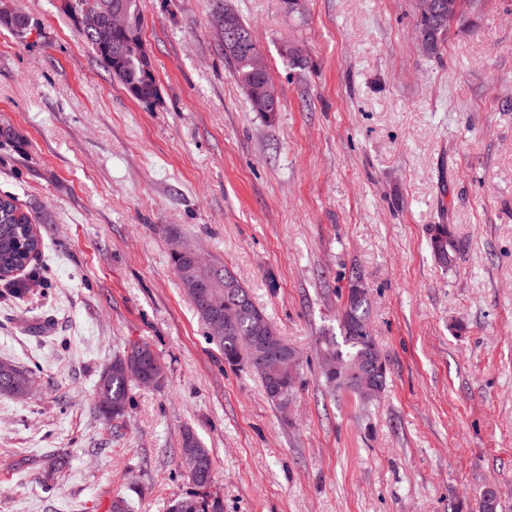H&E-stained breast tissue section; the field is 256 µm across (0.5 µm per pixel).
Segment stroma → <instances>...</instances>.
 <instances>
[{
    "instance_id": "1",
    "label": "stroma",
    "mask_w": 512,
    "mask_h": 512,
    "mask_svg": "<svg viewBox=\"0 0 512 512\" xmlns=\"http://www.w3.org/2000/svg\"><path fill=\"white\" fill-rule=\"evenodd\" d=\"M228 2L279 111H252L233 79L216 0H141L151 105L61 0H11L31 32L0 29V196L43 221L40 253L0 280V361L38 369L26 396L0 394V512H166L195 490L188 427L224 512H479L489 487L512 512V0H479L436 57L410 0ZM178 243L231 269L299 353L289 410L209 343ZM355 273L388 368L368 407L321 378ZM141 341L164 381L104 421L98 378ZM432 249L443 266H452L460 249L452 238L448 225L436 224L432 228ZM188 448H191L196 454L201 463V472L199 475L194 474L199 469V464L196 462V457L191 454H184L183 458L188 461L190 465V480L194 484L196 488L206 489L208 485H206L205 477L209 475L211 477V482L214 478V458L211 453V450L207 448L201 438L190 429L184 431L182 435V443L180 448L181 455L187 451Z\"/></svg>"
}]
</instances>
